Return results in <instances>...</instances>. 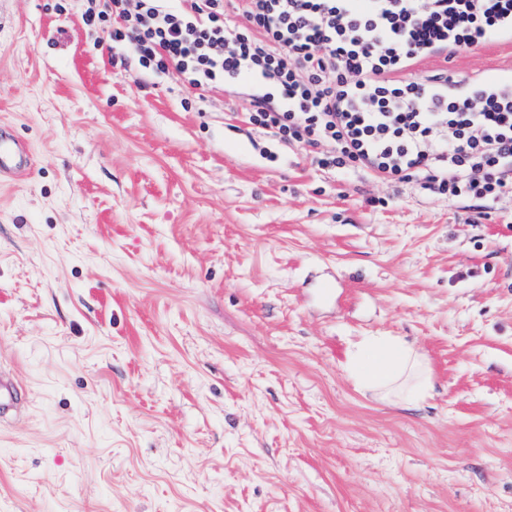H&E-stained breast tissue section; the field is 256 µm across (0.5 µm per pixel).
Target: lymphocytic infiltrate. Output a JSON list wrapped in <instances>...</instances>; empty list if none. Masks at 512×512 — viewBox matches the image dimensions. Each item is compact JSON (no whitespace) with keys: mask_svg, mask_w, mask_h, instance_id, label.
<instances>
[{"mask_svg":"<svg viewBox=\"0 0 512 512\" xmlns=\"http://www.w3.org/2000/svg\"><path fill=\"white\" fill-rule=\"evenodd\" d=\"M86 0L81 18L133 45L142 73L207 93L248 89L243 120L308 151L324 173L358 172L434 199L512 196V79L410 77L512 39V0Z\"/></svg>","mask_w":512,"mask_h":512,"instance_id":"obj_1","label":"lymphocytic infiltrate"}]
</instances>
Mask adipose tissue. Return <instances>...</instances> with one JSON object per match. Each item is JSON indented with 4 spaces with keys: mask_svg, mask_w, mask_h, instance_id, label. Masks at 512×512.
Returning a JSON list of instances; mask_svg holds the SVG:
<instances>
[{
    "mask_svg": "<svg viewBox=\"0 0 512 512\" xmlns=\"http://www.w3.org/2000/svg\"><path fill=\"white\" fill-rule=\"evenodd\" d=\"M355 376L364 386L406 404L422 400L432 387V377L418 354L385 336L373 337L358 352Z\"/></svg>",
    "mask_w": 512,
    "mask_h": 512,
    "instance_id": "1",
    "label": "adipose tissue"
}]
</instances>
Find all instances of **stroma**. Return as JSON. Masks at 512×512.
Segmentation results:
<instances>
[{
	"label": "stroma",
	"mask_w": 512,
	"mask_h": 512,
	"mask_svg": "<svg viewBox=\"0 0 512 512\" xmlns=\"http://www.w3.org/2000/svg\"><path fill=\"white\" fill-rule=\"evenodd\" d=\"M59 0H0V512H512V198L427 200L258 144L247 95L120 64ZM512 76V40L415 73ZM336 299L321 300L323 281ZM392 336L402 406L348 367ZM33 171L31 152L23 142L0 137V178L28 177ZM354 372L364 386L406 404L422 400L432 388V377L418 354L387 336H375L363 346Z\"/></svg>",
	"instance_id": "1"
}]
</instances>
